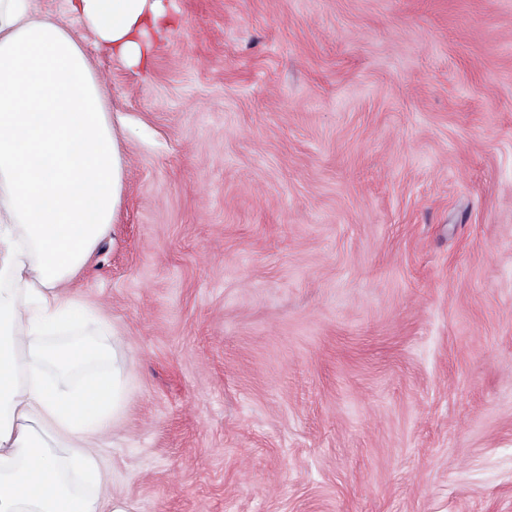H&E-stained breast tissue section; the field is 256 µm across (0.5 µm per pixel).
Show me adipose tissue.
I'll list each match as a JSON object with an SVG mask.
<instances>
[{
    "label": "adipose tissue",
    "mask_w": 512,
    "mask_h": 512,
    "mask_svg": "<svg viewBox=\"0 0 512 512\" xmlns=\"http://www.w3.org/2000/svg\"><path fill=\"white\" fill-rule=\"evenodd\" d=\"M0 0V512H125L97 443L130 357L71 282L112 229L123 159L82 41L145 67L162 0Z\"/></svg>",
    "instance_id": "1"
}]
</instances>
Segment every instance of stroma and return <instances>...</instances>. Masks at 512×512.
<instances>
[{"instance_id": "stroma-1", "label": "stroma", "mask_w": 512, "mask_h": 512, "mask_svg": "<svg viewBox=\"0 0 512 512\" xmlns=\"http://www.w3.org/2000/svg\"><path fill=\"white\" fill-rule=\"evenodd\" d=\"M86 39L124 157L76 293L129 512H512V0H164Z\"/></svg>"}]
</instances>
